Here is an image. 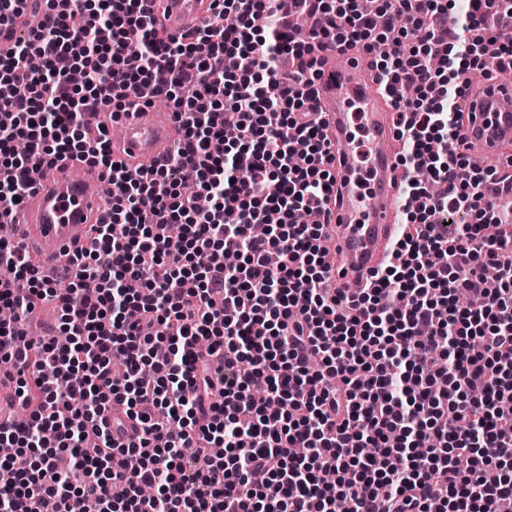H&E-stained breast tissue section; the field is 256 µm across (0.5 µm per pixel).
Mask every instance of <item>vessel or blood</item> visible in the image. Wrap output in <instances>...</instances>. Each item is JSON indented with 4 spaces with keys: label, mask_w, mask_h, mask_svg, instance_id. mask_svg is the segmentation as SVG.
I'll list each match as a JSON object with an SVG mask.
<instances>
[{
    "label": "vessel or blood",
    "mask_w": 512,
    "mask_h": 512,
    "mask_svg": "<svg viewBox=\"0 0 512 512\" xmlns=\"http://www.w3.org/2000/svg\"><path fill=\"white\" fill-rule=\"evenodd\" d=\"M157 28L180 36L202 20L200 0H155L151 12ZM321 74L314 105L335 149V190L323 221L337 288L355 294L371 272L384 264L397 236L399 194L398 154L392 146L391 101L372 89L373 77L359 50L326 47L320 50ZM460 127L465 144L479 146L489 156L512 143V85L495 82L466 104ZM359 117L372 135L367 187L359 185V166L351 147L352 117ZM120 145L125 158L150 164L166 156L177 130L151 106L123 114ZM110 184L96 167L73 174L70 164L46 168L35 191L23 205L25 237L36 241L43 267L59 264L64 253H76L92 234Z\"/></svg>",
    "instance_id": "vessel-or-blood-1"
}]
</instances>
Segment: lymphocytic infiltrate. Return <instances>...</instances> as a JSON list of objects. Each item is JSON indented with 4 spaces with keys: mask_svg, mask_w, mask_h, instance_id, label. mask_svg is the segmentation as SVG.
<instances>
[{
    "mask_svg": "<svg viewBox=\"0 0 512 512\" xmlns=\"http://www.w3.org/2000/svg\"><path fill=\"white\" fill-rule=\"evenodd\" d=\"M26 2L0 0L13 41L0 54V223L49 163L102 168L112 192L66 289L0 238V307L16 313L0 323V363L28 412L0 427L16 451L0 458V512H40L47 498L57 512L512 502V212L484 206L512 178L470 166L459 135L473 77L512 71V38L489 21L512 24V0L454 13L440 0H214L179 37L153 26L150 0H81L77 27L43 0L18 36ZM297 14L310 29L292 27ZM330 45L372 55L407 146L403 195L419 201L402 211L391 260L341 297L323 224L297 219L323 213L336 183L312 107ZM137 98L166 101L181 129L175 155L148 170L114 160L107 126L84 123L102 105L120 119ZM467 293L481 304L461 307ZM46 301L68 344L19 328Z\"/></svg>",
    "mask_w": 512,
    "mask_h": 512,
    "instance_id": "obj_1",
    "label": "lymphocytic infiltrate"
}]
</instances>
